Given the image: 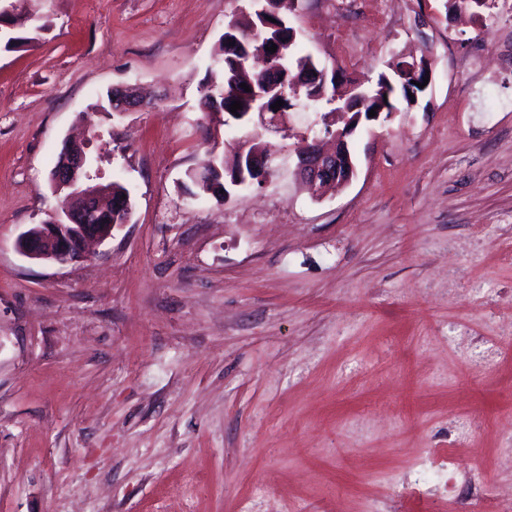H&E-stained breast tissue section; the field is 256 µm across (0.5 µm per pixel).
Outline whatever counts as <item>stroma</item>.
Masks as SVG:
<instances>
[{
  "instance_id": "obj_1",
  "label": "stroma",
  "mask_w": 512,
  "mask_h": 512,
  "mask_svg": "<svg viewBox=\"0 0 512 512\" xmlns=\"http://www.w3.org/2000/svg\"><path fill=\"white\" fill-rule=\"evenodd\" d=\"M0 49V512H512V14L299 0L295 53L353 78L427 57L417 103L361 120L357 174L278 172L191 201L243 132L199 109L242 0H17ZM132 86L147 102L103 112ZM131 219L65 265L17 236L58 205L65 139ZM17 21V20H16ZM25 28V33L29 36H21L19 35L18 29ZM40 34L34 27L30 25L29 22L25 21L24 23L18 22L15 25V29H6L2 28V33L0 37V45H4L5 49L14 48L23 43H28L37 39V36Z\"/></svg>"
}]
</instances>
